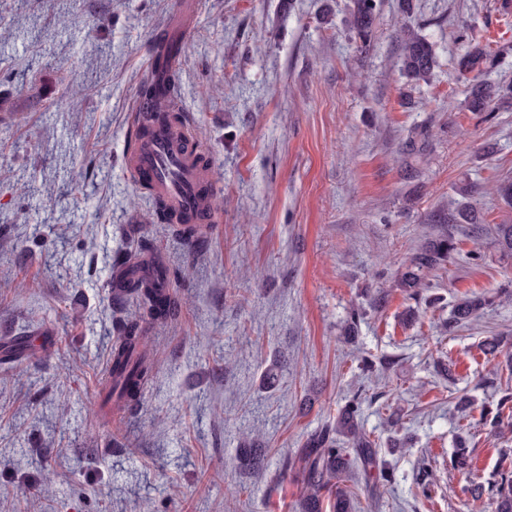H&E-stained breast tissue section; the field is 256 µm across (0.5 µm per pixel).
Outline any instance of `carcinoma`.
<instances>
[{
  "label": "carcinoma",
  "mask_w": 512,
  "mask_h": 512,
  "mask_svg": "<svg viewBox=\"0 0 512 512\" xmlns=\"http://www.w3.org/2000/svg\"><path fill=\"white\" fill-rule=\"evenodd\" d=\"M377 0H352L349 25L360 46L368 47L374 36L377 16ZM401 72L407 82L418 84L430 80L437 65L434 44L411 26L399 33ZM186 52V45L173 50L169 47L156 54L155 66L166 76L169 84L178 79L177 63ZM497 56L477 37H468L467 47L455 62V69L462 77L472 76L467 108L471 112L492 111L495 99L512 94V88L483 80V76L495 70ZM428 146V133L421 129L403 147L407 155L421 154ZM464 201L456 207L439 209L429 215L432 224H446L450 231L421 245L409 258L398 277V287L409 297L419 295L425 286V276L436 270L457 253V239L452 228L462 224L474 234L484 231L483 221L475 206L466 202L471 196L469 186L458 189ZM200 224H177L175 231L190 242H203ZM494 239L499 250L512 257V224H498ZM150 247L136 242L130 256L119 261L115 278L120 286L112 290L114 341L110 355V369L102 382L104 404L93 410L101 417L109 413H124L139 404L144 387L154 377L156 364L152 355V338L144 326L146 320L166 322L179 312L178 301L169 292L170 272L166 266L148 262L144 257ZM494 297L486 294L460 297L448 318V330H454L479 319L484 310L493 306ZM27 356L25 342L4 348L0 365H14ZM360 402L352 400L336 417V423L328 424L310 435L301 448L305 492L299 501L300 512H322V493L334 496V512H356L354 498L340 487L346 473L357 469L367 475L377 467L376 444L360 432L357 415ZM262 447L259 435L252 432L243 435L238 459H258ZM494 512H512V472L505 470L494 484Z\"/></svg>",
  "instance_id": "carcinoma-1"
}]
</instances>
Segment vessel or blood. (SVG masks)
<instances>
[{
  "instance_id": "b4317fda",
  "label": "vessel or blood",
  "mask_w": 512,
  "mask_h": 512,
  "mask_svg": "<svg viewBox=\"0 0 512 512\" xmlns=\"http://www.w3.org/2000/svg\"><path fill=\"white\" fill-rule=\"evenodd\" d=\"M185 124L160 122L148 136L135 138L126 155V169L136 182L144 185L158 208L175 216L216 222L200 192L205 178L196 155L184 149Z\"/></svg>"
}]
</instances>
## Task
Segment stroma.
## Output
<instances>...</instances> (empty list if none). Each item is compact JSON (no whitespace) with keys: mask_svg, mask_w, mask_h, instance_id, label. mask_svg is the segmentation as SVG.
<instances>
[{"mask_svg":"<svg viewBox=\"0 0 512 512\" xmlns=\"http://www.w3.org/2000/svg\"><path fill=\"white\" fill-rule=\"evenodd\" d=\"M179 2L0 0V338L35 346L0 369V512H142L147 499L151 512H297L302 444L355 397L393 473L380 487L350 481L360 512H475L473 484L490 503L512 415L497 428L486 415L512 395V370L483 348L494 336L512 348V300L447 324L457 298L512 289L492 234L512 224L496 192L512 181V99L468 111L454 62L464 34L481 35L500 58L492 81L512 84V13L502 0H414L406 15L381 0L363 49L350 0H195L178 106L223 203L198 247L157 222L125 167L139 85ZM404 24L436 46L430 83L400 74ZM18 57L28 72L13 71ZM421 126L426 152L402 155ZM33 169L47 191L22 195ZM463 182L486 230L457 232L455 263L409 298L397 271L438 235L427 217ZM131 235L193 277L171 285L179 314L152 330L159 372L139 407L105 420L92 410L111 354L112 264ZM380 291L385 306L371 308ZM46 329L62 338L47 353ZM253 428L261 463L234 465ZM462 445L469 464L457 468ZM47 480L52 492L36 495Z\"/></svg>","mask_w":512,"mask_h":512,"instance_id":"stroma-1","label":"stroma"}]
</instances>
